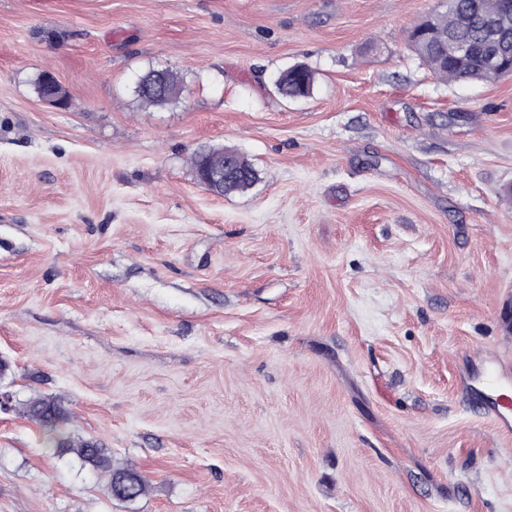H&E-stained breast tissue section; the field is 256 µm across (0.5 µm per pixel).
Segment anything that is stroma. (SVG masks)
I'll return each mask as SVG.
<instances>
[{
    "label": "stroma",
    "mask_w": 512,
    "mask_h": 512,
    "mask_svg": "<svg viewBox=\"0 0 512 512\" xmlns=\"http://www.w3.org/2000/svg\"><path fill=\"white\" fill-rule=\"evenodd\" d=\"M441 8L0 0V512H512L469 388L512 362V77L436 78L406 31ZM151 68L185 97L143 105ZM221 145L246 192L196 181ZM289 68L282 71L275 82L277 93L287 99L310 96L314 86V73L306 66L297 72L289 71ZM156 72H161L163 82L168 87L169 92L164 95H161V96L152 95V94H143L141 92V90L138 88V86L140 85V82L144 78L150 77L152 74H154ZM182 86H183L182 79L180 78V76H178V74L176 72L169 70V69H161V70L153 69V70L148 71L147 73H145L144 75H142L139 78L138 85H137V93H138L139 99L143 103L153 105V106H163V105L169 104L173 101H176L181 97L180 94L184 93V89L183 90L181 89L180 94L178 92V89L181 88ZM209 154H203L198 151L193 159L194 173L200 164V160L207 156L215 158L221 157L224 153V161L234 160L228 166L222 164L207 163L202 171L197 174V180L207 186H213L210 189L218 196L229 195L233 193L244 192L248 190L257 180V171L252 163L236 149L229 148H208ZM225 183V187H224ZM31 417L41 425L47 427L48 435L57 434L62 438L51 439L46 448L63 458L74 454L83 466H90L108 476V486L112 496L119 500H134L146 494L148 486L145 477L132 468L115 466L105 448L89 440L73 441L65 437L58 429L62 420L60 409L52 401L38 400L29 407ZM125 479L129 490L119 492L117 480Z\"/></svg>",
    "instance_id": "35a3bbf8"
}]
</instances>
